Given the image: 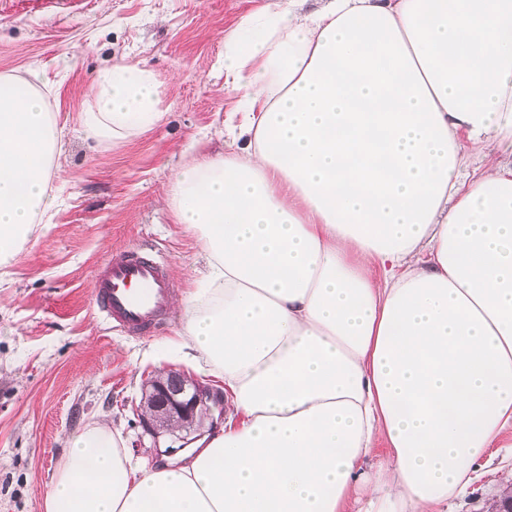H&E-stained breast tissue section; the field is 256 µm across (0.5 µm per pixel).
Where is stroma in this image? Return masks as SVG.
I'll return each mask as SVG.
<instances>
[{
    "label": "stroma",
    "mask_w": 512,
    "mask_h": 512,
    "mask_svg": "<svg viewBox=\"0 0 512 512\" xmlns=\"http://www.w3.org/2000/svg\"><path fill=\"white\" fill-rule=\"evenodd\" d=\"M270 0H5L0 74L38 77L64 125L50 231L28 244L0 288V512H45L56 465L75 434L97 420L122 428L132 455L150 467L178 461L141 438L136 409L160 370L184 372L170 351L183 316L152 336L110 328L94 306L98 266L117 251L151 249L176 294L203 286L207 259L175 222L169 196L191 157L231 150L242 121L224 91V36ZM140 63L159 85L160 122L112 144L81 132L87 89L115 60ZM159 446V447H160ZM512 487V432L491 446L466 495L448 512H491Z\"/></svg>",
    "instance_id": "stroma-1"
}]
</instances>
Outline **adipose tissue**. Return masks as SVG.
Wrapping results in <instances>:
<instances>
[{
    "mask_svg": "<svg viewBox=\"0 0 512 512\" xmlns=\"http://www.w3.org/2000/svg\"><path fill=\"white\" fill-rule=\"evenodd\" d=\"M224 90L240 147L172 199L209 265L178 348L224 425L146 468L88 424L45 512H442L512 430V0H274L225 35ZM158 103L115 61L81 125L121 140ZM60 150L39 81L0 74V276L50 229Z\"/></svg>",
    "mask_w": 512,
    "mask_h": 512,
    "instance_id": "obj_1",
    "label": "adipose tissue"
}]
</instances>
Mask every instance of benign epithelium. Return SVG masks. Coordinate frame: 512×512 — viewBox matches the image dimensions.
Returning <instances> with one entry per match:
<instances>
[{
    "instance_id": "benign-epithelium-1",
    "label": "benign epithelium",
    "mask_w": 512,
    "mask_h": 512,
    "mask_svg": "<svg viewBox=\"0 0 512 512\" xmlns=\"http://www.w3.org/2000/svg\"><path fill=\"white\" fill-rule=\"evenodd\" d=\"M216 418L224 419V399L190 376L170 371L146 385L139 423L155 442L167 431L182 429L189 434L194 425Z\"/></svg>"
}]
</instances>
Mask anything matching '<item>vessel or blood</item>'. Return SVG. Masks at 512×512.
<instances>
[{
  "label": "vessel or blood",
  "mask_w": 512,
  "mask_h": 512,
  "mask_svg": "<svg viewBox=\"0 0 512 512\" xmlns=\"http://www.w3.org/2000/svg\"><path fill=\"white\" fill-rule=\"evenodd\" d=\"M94 292L98 311L130 336H147L170 314L173 283L151 252L113 253L100 265Z\"/></svg>",
  "instance_id": "1"
}]
</instances>
